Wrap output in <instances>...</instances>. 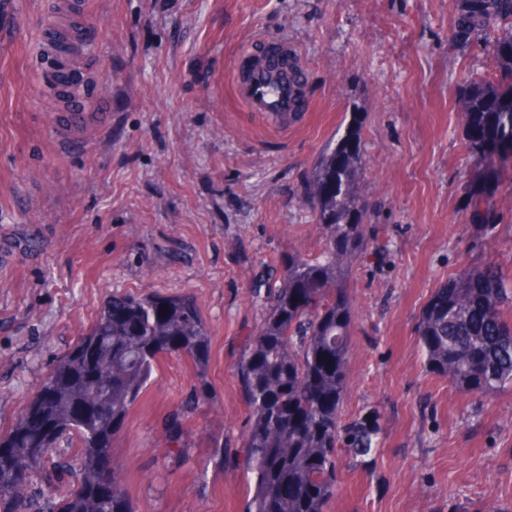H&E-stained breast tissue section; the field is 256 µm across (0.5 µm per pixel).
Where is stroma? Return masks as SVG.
Here are the masks:
<instances>
[{
    "label": "stroma",
    "instance_id": "35a3bbf8",
    "mask_svg": "<svg viewBox=\"0 0 512 512\" xmlns=\"http://www.w3.org/2000/svg\"><path fill=\"white\" fill-rule=\"evenodd\" d=\"M13 2L0 12V229L49 238L0 270V434L113 294L188 295L210 329L207 371L160 357L112 454L145 512H243L237 362L289 255L320 250L305 179L356 118L371 218L348 279L344 414L376 408L383 443L368 464L338 459L327 512H512V388L462 394L417 346L449 274L486 259L512 272V163L492 191L494 231L466 207L480 181L458 74L494 59L449 47L452 0H86L88 59L56 81L89 90L108 121L77 153L53 136L42 82L54 0ZM265 36L308 73L307 108L285 127L236 92L234 58Z\"/></svg>",
    "mask_w": 512,
    "mask_h": 512
}]
</instances>
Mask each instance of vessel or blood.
Wrapping results in <instances>:
<instances>
[{"label": "vessel or blood", "instance_id": "obj_1", "mask_svg": "<svg viewBox=\"0 0 512 512\" xmlns=\"http://www.w3.org/2000/svg\"><path fill=\"white\" fill-rule=\"evenodd\" d=\"M262 53L247 49L234 61V67L241 72L238 85L241 99L251 111L269 116L279 124H287L288 115L302 111L305 98L299 89L308 77L302 65L288 67L284 54L286 43L279 40H264ZM86 94H73L67 97L61 112L51 120L52 133L56 140L72 151L81 150L84 136L93 124H104L105 113H93L86 109ZM44 241L24 236L19 232L0 234V268L10 270L17 266L22 253H41Z\"/></svg>", "mask_w": 512, "mask_h": 512}]
</instances>
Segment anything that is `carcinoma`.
<instances>
[{
    "label": "carcinoma",
    "mask_w": 512,
    "mask_h": 512,
    "mask_svg": "<svg viewBox=\"0 0 512 512\" xmlns=\"http://www.w3.org/2000/svg\"><path fill=\"white\" fill-rule=\"evenodd\" d=\"M453 2L457 21L449 45L463 50L482 40L494 58L492 74L461 73L457 100L469 157L484 167L491 186L497 163L512 159V0ZM359 145L354 120L309 172L305 201L321 250L314 259L288 258L238 363L249 411L241 448L250 485L245 512H326L338 451L364 463L381 444L377 410L342 422L354 317L346 284L364 249L360 227L370 218L356 195ZM467 207L477 219L492 217L480 190L469 194ZM510 309L512 274L499 263L484 261L450 275L418 318V346L428 369L469 395L512 388ZM209 336L190 297L112 295L0 436V512H143L125 492L113 442L158 358L185 354L203 374ZM66 436L77 440V453L53 458ZM52 467L71 474L66 489L48 480Z\"/></svg>",
    "instance_id": "carcinoma-1"
}]
</instances>
